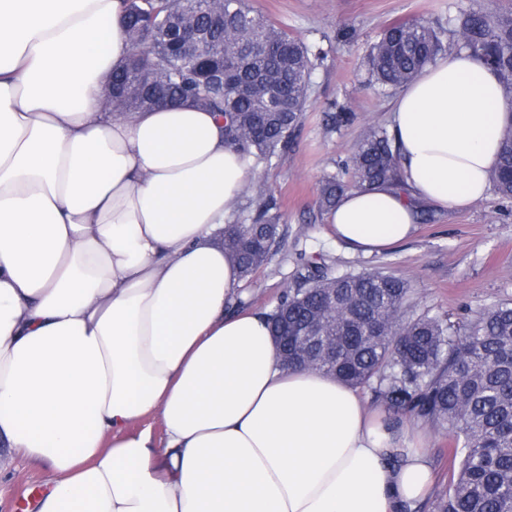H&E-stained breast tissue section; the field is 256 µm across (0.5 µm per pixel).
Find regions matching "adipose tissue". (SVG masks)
<instances>
[{"label":"adipose tissue","instance_id":"obj_1","mask_svg":"<svg viewBox=\"0 0 512 512\" xmlns=\"http://www.w3.org/2000/svg\"><path fill=\"white\" fill-rule=\"evenodd\" d=\"M120 0H0V444L48 467L38 512H400L433 476L356 388L284 367L220 241L252 162L189 103L117 115ZM508 105L451 51L390 114L401 187L343 194L371 254L421 208L484 200ZM160 412L165 444L131 424Z\"/></svg>","mask_w":512,"mask_h":512}]
</instances>
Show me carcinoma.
Returning a JSON list of instances; mask_svg holds the SVG:
<instances>
[{
  "label": "carcinoma",
  "instance_id": "obj_1",
  "mask_svg": "<svg viewBox=\"0 0 512 512\" xmlns=\"http://www.w3.org/2000/svg\"><path fill=\"white\" fill-rule=\"evenodd\" d=\"M128 67L113 72L112 103L119 113L151 108L159 97L191 101L224 114L230 143L256 163L288 149L307 110L319 56L271 23L247 0H123ZM193 26L209 45L204 59L186 57L168 35ZM461 48L491 65L512 100V11L470 10L455 19ZM443 48L442 30L424 21L393 24L365 63L375 82L396 89ZM224 69V84L201 78L202 64ZM493 190L512 199V112L505 117ZM346 181L329 174L318 207L327 211L347 190L399 184L392 138L369 128L342 164ZM276 200L259 193L249 215L224 225V249L242 275L264 266L286 243ZM304 260V273L266 314L271 335L294 340L288 365L322 372L367 389L392 416L391 431L408 420L442 430L448 444V485L433 512H512V302L484 308L465 322L416 314L408 281L380 269L337 273ZM318 332L336 343V358L295 337Z\"/></svg>",
  "mask_w": 512,
  "mask_h": 512
}]
</instances>
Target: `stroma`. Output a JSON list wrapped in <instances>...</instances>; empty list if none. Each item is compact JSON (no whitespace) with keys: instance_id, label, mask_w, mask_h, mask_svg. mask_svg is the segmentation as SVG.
<instances>
[{"instance_id":"35a3bbf8","label":"stroma","mask_w":512,"mask_h":512,"mask_svg":"<svg viewBox=\"0 0 512 512\" xmlns=\"http://www.w3.org/2000/svg\"><path fill=\"white\" fill-rule=\"evenodd\" d=\"M276 26L322 49L307 111L286 154L257 164L245 189L274 196L287 244L242 284L246 307L270 312L301 271L300 254L322 255L335 272L380 268L407 280L417 311L461 322L499 301L512 299V199L489 194L463 211L438 212L407 241L373 254L351 251L330 232L317 208L322 181L337 172L371 126L387 125L396 93L371 82L364 64L369 46L397 21L447 24L459 10H512V0H250ZM352 112L351 124L326 133L334 106ZM399 437L422 444L437 473L434 494L448 483L445 433L404 423ZM50 470L0 447V512L46 487Z\"/></svg>"}]
</instances>
